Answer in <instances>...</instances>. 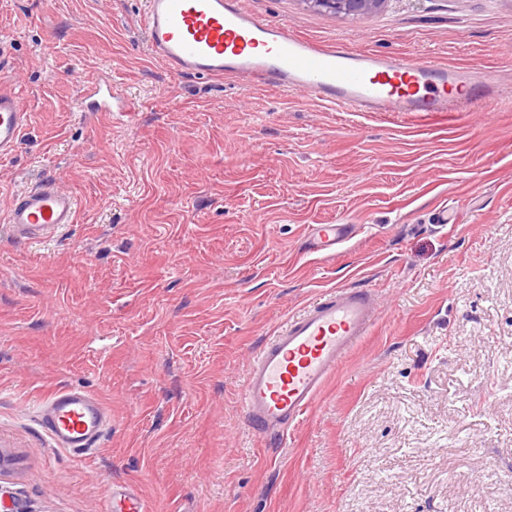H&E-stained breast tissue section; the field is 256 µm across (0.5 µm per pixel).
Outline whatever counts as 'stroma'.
<instances>
[{
    "label": "stroma",
    "instance_id": "obj_1",
    "mask_svg": "<svg viewBox=\"0 0 512 512\" xmlns=\"http://www.w3.org/2000/svg\"><path fill=\"white\" fill-rule=\"evenodd\" d=\"M293 35L489 72L512 87V0H388L375 14L243 0ZM141 0H0V92L28 114L0 215L51 178L76 223H0V489L30 512H512V107L352 113L154 59ZM110 85L134 121L89 112ZM450 221L434 223L440 208ZM352 225L335 255L315 224ZM339 287L377 319L286 436L240 398L276 328ZM97 395L84 461L32 408ZM103 512H144V505L141 498L135 492L123 490L117 485L107 486L103 492ZM121 508L116 509L117 502Z\"/></svg>",
    "mask_w": 512,
    "mask_h": 512
}]
</instances>
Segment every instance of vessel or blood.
I'll return each mask as SVG.
<instances>
[{"label":"vessel or blood","instance_id":"obj_1","mask_svg":"<svg viewBox=\"0 0 512 512\" xmlns=\"http://www.w3.org/2000/svg\"><path fill=\"white\" fill-rule=\"evenodd\" d=\"M151 54L181 74L235 75L348 112H461L502 102L495 81L429 60H409L340 45L325 46L262 22L240 0H144ZM27 125L19 99L0 92V157L11 155ZM77 202L47 180L17 194L5 222L16 239L34 241L75 223ZM346 224L312 227L317 250L331 251ZM375 299L364 288H339L277 328L256 352L241 395L249 425L284 435L310 412L343 358L374 324ZM40 427L56 447L82 456L112 424L95 395L60 388L36 406ZM103 512H144L135 492L105 487Z\"/></svg>","mask_w":512,"mask_h":512}]
</instances>
